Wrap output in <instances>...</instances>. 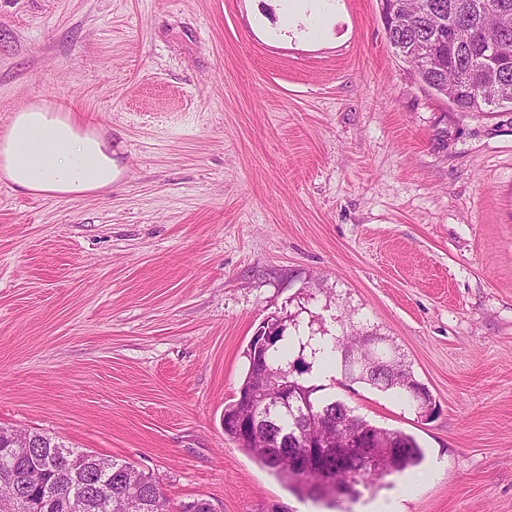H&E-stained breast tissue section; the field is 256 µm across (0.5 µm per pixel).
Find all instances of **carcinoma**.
<instances>
[{
    "label": "carcinoma",
    "instance_id": "carcinoma-1",
    "mask_svg": "<svg viewBox=\"0 0 512 512\" xmlns=\"http://www.w3.org/2000/svg\"><path fill=\"white\" fill-rule=\"evenodd\" d=\"M381 11L386 23V35L396 53L407 59L413 54L417 43L428 40L443 57V67L439 70L415 67L421 81L448 99L459 112L473 118L487 116L494 108L512 106V96L499 99L495 107H490V94L483 91L484 71L493 57V50L486 43V37L499 39L506 53L512 52V0H494L496 7H487V0H380ZM287 327L283 326L270 346L262 354L265 365L272 371L283 372L288 382L298 391L296 400L284 405L278 403L279 381L265 385L262 390L266 400L265 413L269 414L282 431L295 429L298 417L311 414L333 416L339 414L344 402L332 396L321 394L324 387L309 385L302 378L311 365L293 364L289 361L288 347L276 346L284 340ZM374 332L353 324L343 331V336L334 338L333 351L340 356L341 375L351 381L364 383L381 390H397L403 399L417 405L416 393L430 395L427 387L419 382L409 366L402 365V372L393 377L387 372L364 373L352 359L346 358L345 348L355 347ZM9 430L0 428V470H24L28 462L11 456L5 450ZM224 434L238 447L251 454L260 465L292 491L300 500L322 501L329 508H342V502L331 494L315 496L308 484L294 473L286 460H276L253 448L250 443L240 441L235 427L224 424ZM392 441L398 444L392 458L396 472L401 473L415 467L423 459V452L416 438L401 430L391 431ZM38 443L37 456L49 457L52 450L64 444L50 435L34 433ZM97 455L71 449L68 463L53 462L47 470L45 488L28 491L23 500L12 506L11 512H110V494L139 495L140 503L134 505L133 512H169L167 500L161 495L156 480L149 474H142L146 484L125 485V472L129 463L112 460V472L108 474L95 470Z\"/></svg>",
    "mask_w": 512,
    "mask_h": 512
}]
</instances>
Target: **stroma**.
<instances>
[{"label":"stroma","mask_w":512,"mask_h":512,"mask_svg":"<svg viewBox=\"0 0 512 512\" xmlns=\"http://www.w3.org/2000/svg\"><path fill=\"white\" fill-rule=\"evenodd\" d=\"M37 100L122 173L79 199L0 181V426L127 461L173 510L329 512L222 416L267 315L338 336L350 311L437 404L328 389L417 439L403 512H512V107L451 109L379 0L303 36L287 0H0V127Z\"/></svg>","instance_id":"obj_1"}]
</instances>
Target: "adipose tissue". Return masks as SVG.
Returning a JSON list of instances; mask_svg holds the SVG:
<instances>
[{
  "mask_svg": "<svg viewBox=\"0 0 512 512\" xmlns=\"http://www.w3.org/2000/svg\"><path fill=\"white\" fill-rule=\"evenodd\" d=\"M120 173L111 142L65 106L27 103L0 130V180L19 192L83 198L111 188Z\"/></svg>",
  "mask_w": 512,
  "mask_h": 512,
  "instance_id": "ef3b65f1",
  "label": "adipose tissue"
}]
</instances>
